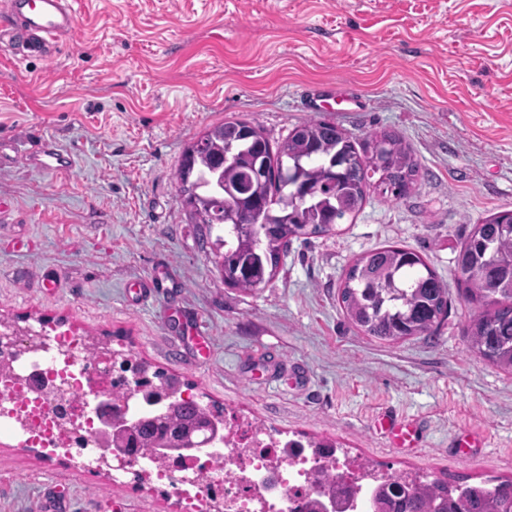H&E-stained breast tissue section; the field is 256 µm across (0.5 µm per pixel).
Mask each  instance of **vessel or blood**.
I'll return each instance as SVG.
<instances>
[{
	"label": "vessel or blood",
	"instance_id": "vessel-or-blood-1",
	"mask_svg": "<svg viewBox=\"0 0 512 512\" xmlns=\"http://www.w3.org/2000/svg\"><path fill=\"white\" fill-rule=\"evenodd\" d=\"M78 15L74 0H0V43L15 42L23 55H45L47 47L63 34L77 31ZM10 162L46 172L61 173L74 164V156L48 139L24 150L11 149L9 141L0 138V156ZM380 428L398 446L414 447L416 431L410 424L389 416Z\"/></svg>",
	"mask_w": 512,
	"mask_h": 512
}]
</instances>
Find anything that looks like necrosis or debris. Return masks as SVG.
Wrapping results in <instances>:
<instances>
[{
  "instance_id": "4bbe7bcc",
  "label": "necrosis or debris",
  "mask_w": 512,
  "mask_h": 512,
  "mask_svg": "<svg viewBox=\"0 0 512 512\" xmlns=\"http://www.w3.org/2000/svg\"><path fill=\"white\" fill-rule=\"evenodd\" d=\"M37 349L19 344L17 336L0 334V432L23 437L33 448L78 449L100 457L97 422L87 404L93 392L88 377L93 368L74 336H41ZM61 395L43 398L29 386L32 374ZM317 463L305 450L287 453L283 444L262 438L259 427L234 419L224 423V464L189 457L173 468H155L156 480L175 485L197 512L220 499L224 512H299L316 497ZM275 472L274 488L262 478Z\"/></svg>"
}]
</instances>
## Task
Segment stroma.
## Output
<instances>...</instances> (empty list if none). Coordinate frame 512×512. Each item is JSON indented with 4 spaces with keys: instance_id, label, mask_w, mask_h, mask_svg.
I'll use <instances>...</instances> for the list:
<instances>
[{
    "instance_id": "stroma-1",
    "label": "stroma",
    "mask_w": 512,
    "mask_h": 512,
    "mask_svg": "<svg viewBox=\"0 0 512 512\" xmlns=\"http://www.w3.org/2000/svg\"><path fill=\"white\" fill-rule=\"evenodd\" d=\"M79 27L50 59L0 45V136L71 150L65 173L0 170V319L108 342L190 384L202 404L339 443L338 454L430 477L512 479V373L467 348L471 304L455 259L473 225L512 209V0H79ZM362 98L310 110L314 87ZM320 118L350 136L396 131L422 177L384 200L370 189L332 234L292 240L252 293L224 285L173 172L207 127L251 122L279 143ZM410 248L448 284L437 333L382 344L344 317L348 266ZM163 275L164 286H135ZM211 339L198 358L178 319ZM423 422L418 448H392L384 412ZM189 512L178 491L82 453L0 436V512Z\"/></svg>"
}]
</instances>
